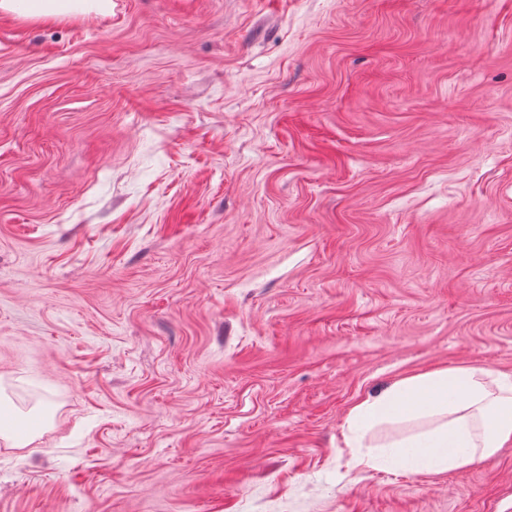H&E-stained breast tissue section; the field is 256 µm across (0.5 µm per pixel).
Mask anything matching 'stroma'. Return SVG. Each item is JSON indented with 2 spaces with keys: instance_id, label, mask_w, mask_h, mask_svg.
Instances as JSON below:
<instances>
[{
  "instance_id": "35a3bbf8",
  "label": "stroma",
  "mask_w": 512,
  "mask_h": 512,
  "mask_svg": "<svg viewBox=\"0 0 512 512\" xmlns=\"http://www.w3.org/2000/svg\"><path fill=\"white\" fill-rule=\"evenodd\" d=\"M512 374V0L0 13V512H512V443L349 447L413 374Z\"/></svg>"
}]
</instances>
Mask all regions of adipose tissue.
<instances>
[{"instance_id": "adipose-tissue-1", "label": "adipose tissue", "mask_w": 512, "mask_h": 512, "mask_svg": "<svg viewBox=\"0 0 512 512\" xmlns=\"http://www.w3.org/2000/svg\"><path fill=\"white\" fill-rule=\"evenodd\" d=\"M110 6L111 0H0V12L43 20ZM395 422L411 429L382 444L378 456L389 464L441 474L492 460L512 442V374L464 366L411 375L356 404L347 418L359 438Z\"/></svg>"}]
</instances>
